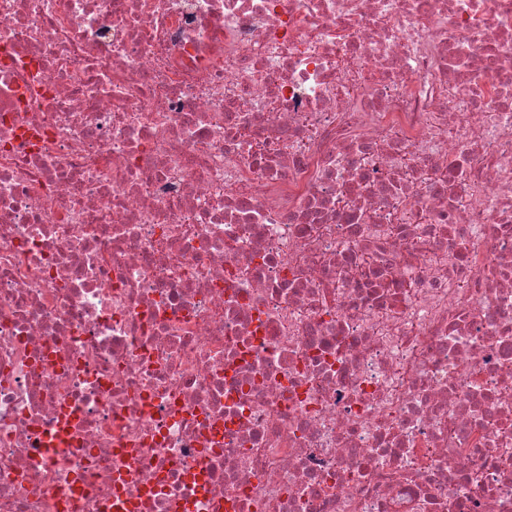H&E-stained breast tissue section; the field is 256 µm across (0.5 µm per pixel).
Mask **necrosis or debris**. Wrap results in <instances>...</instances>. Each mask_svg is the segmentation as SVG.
<instances>
[{
	"label": "necrosis or debris",
	"instance_id": "1",
	"mask_svg": "<svg viewBox=\"0 0 512 512\" xmlns=\"http://www.w3.org/2000/svg\"><path fill=\"white\" fill-rule=\"evenodd\" d=\"M0 512H512V0H0Z\"/></svg>",
	"mask_w": 512,
	"mask_h": 512
}]
</instances>
